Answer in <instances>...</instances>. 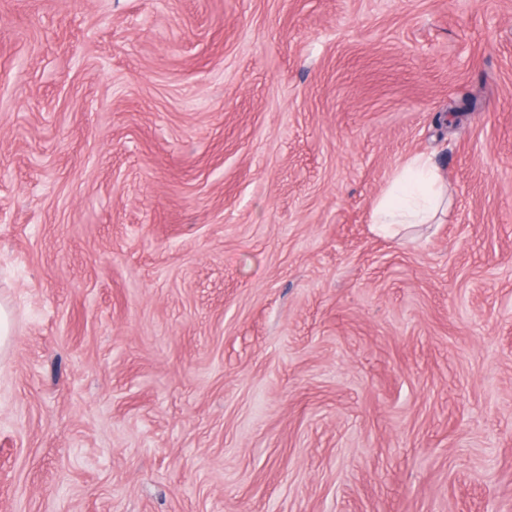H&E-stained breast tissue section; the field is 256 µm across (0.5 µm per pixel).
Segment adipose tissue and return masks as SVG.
<instances>
[{
	"mask_svg": "<svg viewBox=\"0 0 512 512\" xmlns=\"http://www.w3.org/2000/svg\"><path fill=\"white\" fill-rule=\"evenodd\" d=\"M444 201L442 176L428 157L418 155L395 170L370 222L380 235L396 239L416 226L433 223L443 213Z\"/></svg>",
	"mask_w": 512,
	"mask_h": 512,
	"instance_id": "obj_1",
	"label": "adipose tissue"
}]
</instances>
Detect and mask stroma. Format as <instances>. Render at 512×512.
<instances>
[{
  "label": "stroma",
  "instance_id": "obj_1",
  "mask_svg": "<svg viewBox=\"0 0 512 512\" xmlns=\"http://www.w3.org/2000/svg\"><path fill=\"white\" fill-rule=\"evenodd\" d=\"M0 304V512H512V0H0ZM444 181L431 160L410 158L397 168L386 192L372 208L370 223L382 236L396 239L444 212Z\"/></svg>",
  "mask_w": 512,
  "mask_h": 512
}]
</instances>
